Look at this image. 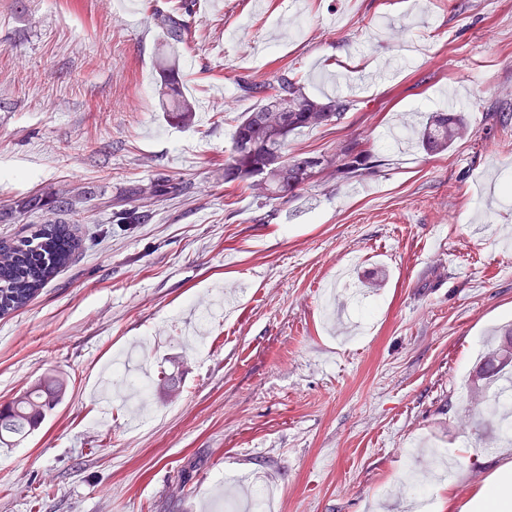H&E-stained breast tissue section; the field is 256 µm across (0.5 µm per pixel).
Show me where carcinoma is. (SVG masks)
<instances>
[{"label":"carcinoma","mask_w":512,"mask_h":512,"mask_svg":"<svg viewBox=\"0 0 512 512\" xmlns=\"http://www.w3.org/2000/svg\"><path fill=\"white\" fill-rule=\"evenodd\" d=\"M190 11L187 0L168 11L152 10V18L171 45L185 43L189 26L185 15ZM179 72L168 69L161 82L172 104L167 119L177 126L192 122L195 107L179 95ZM243 94L257 99L249 112L235 119L233 151L224 162V183L236 190L258 180L276 199L296 197L314 177L327 167L334 168L336 178L352 181L373 167L374 154L357 139L343 143L330 158L302 157L288 154V139L303 129H314L341 119L351 110V101L341 97L315 98L305 90L304 81L293 68L279 69L262 80H242ZM467 126L459 112H431L416 132L417 142L427 153H441L450 148ZM181 183L159 176L146 185L129 190L131 199L144 204L182 193ZM150 217L141 206L126 207L116 202L112 222L143 224ZM81 241L73 227L61 222L32 224L30 235L11 243L0 241V317L23 308L63 268L75 259ZM512 373V328L501 329L494 347L476 372L485 383L509 380ZM59 394L40 386L24 391L0 409V440L24 438L31 434L55 408Z\"/></svg>","instance_id":"1"}]
</instances>
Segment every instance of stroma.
<instances>
[{
    "label": "stroma",
    "mask_w": 512,
    "mask_h": 512,
    "mask_svg": "<svg viewBox=\"0 0 512 512\" xmlns=\"http://www.w3.org/2000/svg\"><path fill=\"white\" fill-rule=\"evenodd\" d=\"M124 2L0 0V213L78 199L0 221V240L55 220L82 240L0 318V407L66 384L28 438L0 443V512H210L243 478L271 512L470 501L512 462L502 416L468 411L512 321V0H195L185 127L162 106V33ZM286 64L313 96L345 75L353 108L288 151L367 141L358 182L325 171L292 200L225 185L234 118L256 104L238 80ZM450 100L469 131L426 154L413 131ZM160 174L183 193L110 223ZM126 376L148 384L136 421ZM125 200L117 201L112 210V222L115 224H143L150 217L149 210H143L147 205L126 208Z\"/></svg>",
    "instance_id": "stroma-1"
}]
</instances>
